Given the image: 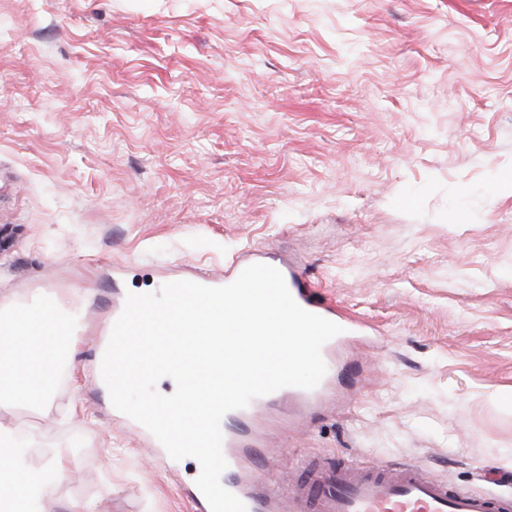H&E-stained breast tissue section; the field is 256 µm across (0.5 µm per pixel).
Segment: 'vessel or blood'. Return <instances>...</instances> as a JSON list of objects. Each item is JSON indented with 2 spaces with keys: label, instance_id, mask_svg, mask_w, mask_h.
<instances>
[{
  "label": "vessel or blood",
  "instance_id": "vessel-or-blood-1",
  "mask_svg": "<svg viewBox=\"0 0 512 512\" xmlns=\"http://www.w3.org/2000/svg\"><path fill=\"white\" fill-rule=\"evenodd\" d=\"M248 265V259L238 256L231 259L224 271L198 273L193 280L208 287L224 286L233 282ZM280 271L302 308L341 326L340 335L327 341L321 350L327 369H334L335 352L347 338L360 333L359 323L317 299L293 269L284 265ZM330 384L331 379L326 376L310 390L285 387L254 399L246 408L229 412L228 417L230 421L252 424L258 413L278 410L284 399L311 405L325 396ZM222 432L223 455L227 461L224 486L242 500L246 512H278L284 498L289 499L293 512H512V497L450 489L409 461L382 467L358 463L338 467L321 465L312 472L307 485L291 487L284 496L250 468L249 461L255 453L250 438L229 425L223 426Z\"/></svg>",
  "mask_w": 512,
  "mask_h": 512
}]
</instances>
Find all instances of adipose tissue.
<instances>
[{
  "label": "adipose tissue",
  "mask_w": 512,
  "mask_h": 512,
  "mask_svg": "<svg viewBox=\"0 0 512 512\" xmlns=\"http://www.w3.org/2000/svg\"><path fill=\"white\" fill-rule=\"evenodd\" d=\"M38 337L14 296L0 293V402L49 399L58 359L50 348L38 345ZM20 434V428L0 423V512H40L53 479L71 472L63 452L32 465L18 443Z\"/></svg>",
  "instance_id": "1"
}]
</instances>
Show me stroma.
<instances>
[{"instance_id": "35a3bbf8", "label": "stroma", "mask_w": 512, "mask_h": 512, "mask_svg": "<svg viewBox=\"0 0 512 512\" xmlns=\"http://www.w3.org/2000/svg\"><path fill=\"white\" fill-rule=\"evenodd\" d=\"M512 0H0V291L81 309L46 512H197L90 367L112 297L252 252L364 322L259 471L416 462L512 496Z\"/></svg>"}]
</instances>
